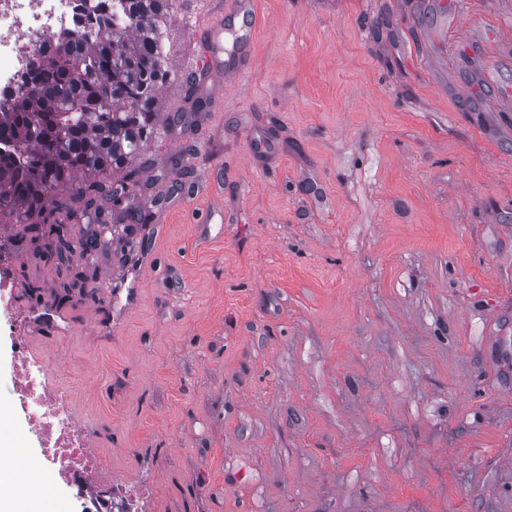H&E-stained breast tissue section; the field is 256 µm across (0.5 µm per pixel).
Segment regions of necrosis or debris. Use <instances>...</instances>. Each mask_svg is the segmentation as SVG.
Masks as SVG:
<instances>
[{"mask_svg": "<svg viewBox=\"0 0 512 512\" xmlns=\"http://www.w3.org/2000/svg\"><path fill=\"white\" fill-rule=\"evenodd\" d=\"M101 0H0V102L13 101L29 83L45 47L88 27ZM13 384L30 433L40 444L35 471L49 470L72 489L86 512H141L137 495L114 494L112 470L83 427L70 392L26 337L14 345Z\"/></svg>", "mask_w": 512, "mask_h": 512, "instance_id": "1", "label": "necrosis or debris"}]
</instances>
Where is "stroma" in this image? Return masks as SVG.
Listing matches in <instances>:
<instances>
[{
  "label": "stroma",
  "mask_w": 512,
  "mask_h": 512,
  "mask_svg": "<svg viewBox=\"0 0 512 512\" xmlns=\"http://www.w3.org/2000/svg\"><path fill=\"white\" fill-rule=\"evenodd\" d=\"M226 2L173 0L153 164L108 218L143 221L83 291L0 224L16 442L38 304L145 512H512V0H254L252 68L182 94Z\"/></svg>",
  "instance_id": "35a3bbf8"
}]
</instances>
